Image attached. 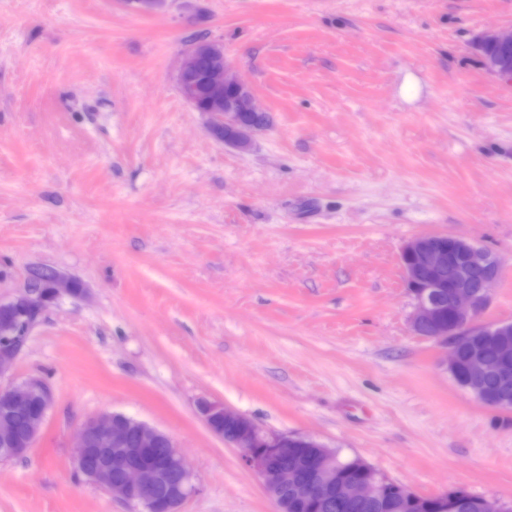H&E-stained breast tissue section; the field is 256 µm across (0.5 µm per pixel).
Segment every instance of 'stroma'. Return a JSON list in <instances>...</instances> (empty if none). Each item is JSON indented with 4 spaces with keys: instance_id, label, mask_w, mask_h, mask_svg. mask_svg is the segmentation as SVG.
I'll return each mask as SVG.
<instances>
[{
    "instance_id": "1",
    "label": "stroma",
    "mask_w": 512,
    "mask_h": 512,
    "mask_svg": "<svg viewBox=\"0 0 512 512\" xmlns=\"http://www.w3.org/2000/svg\"><path fill=\"white\" fill-rule=\"evenodd\" d=\"M512 0H0V299L32 269L74 278L4 383L52 403L0 512H143L84 480L78 428L119 412L166 432L178 512H277L218 400L311 436L420 496L512 504V410L488 408L410 325L403 245L493 253L480 315L512 320V84L473 46ZM217 39L270 118L224 146L175 73Z\"/></svg>"
}]
</instances>
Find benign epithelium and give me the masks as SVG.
Listing matches in <instances>:
<instances>
[{"instance_id":"obj_1","label":"benign epithelium","mask_w":512,"mask_h":512,"mask_svg":"<svg viewBox=\"0 0 512 512\" xmlns=\"http://www.w3.org/2000/svg\"><path fill=\"white\" fill-rule=\"evenodd\" d=\"M476 50L488 70L498 79L512 82V31L488 30L476 38ZM209 66L198 86L193 80L199 62ZM180 93L188 105L207 120L209 130L223 127L230 131L224 144L245 151L257 130L242 122L241 112H256L255 96L224 56V44L204 38L187 46L181 53L177 70ZM405 284L415 300L410 319L412 331L446 344L443 366L454 376L457 345L470 344L469 378L466 391L483 405L502 409V404L486 400L483 382L488 377L502 384L512 383V345L503 344L501 358L489 363L474 342L475 336H501L512 329V321L480 325L478 319L489 302L500 277L496 258L469 240L452 234H421L408 240L401 250ZM448 288V302L442 289ZM72 292V279L54 271L40 285L33 281L12 299L0 301V375L22 351L32 324L18 322L12 313L25 312L40 317L47 305L61 293ZM51 405L49 389L35 380L0 384V457L26 455L37 442ZM199 412L208 429L226 443L244 451V463L263 481L278 512H288V493L314 497L329 491L336 451L308 435L288 436L266 433L250 419L232 412L220 402L202 400ZM224 419L219 428L214 420ZM138 431L136 447H131V428ZM166 444V452L155 464L136 459L138 449ZM320 448L322 456L301 476L288 464L296 449ZM75 469L109 495L126 503L141 505L151 512L155 493L163 481L176 477L170 510L193 491V475L171 438L163 431L128 416L104 413L84 421L78 429ZM386 480L374 474L366 480H352L341 486L348 498L370 499L385 488Z\"/></svg>"}]
</instances>
